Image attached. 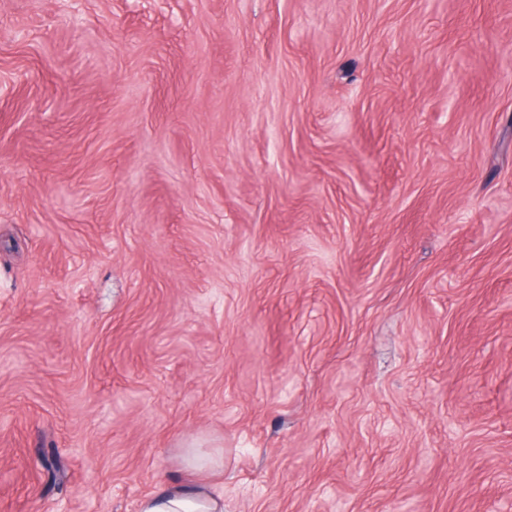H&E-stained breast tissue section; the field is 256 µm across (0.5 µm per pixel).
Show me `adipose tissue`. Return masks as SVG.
<instances>
[{
	"label": "adipose tissue",
	"instance_id": "adipose-tissue-1",
	"mask_svg": "<svg viewBox=\"0 0 512 512\" xmlns=\"http://www.w3.org/2000/svg\"><path fill=\"white\" fill-rule=\"evenodd\" d=\"M138 512H224V496L206 482H173L144 497Z\"/></svg>",
	"mask_w": 512,
	"mask_h": 512
}]
</instances>
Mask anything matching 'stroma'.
<instances>
[{"label":"stroma","instance_id":"35a3bbf8","mask_svg":"<svg viewBox=\"0 0 512 512\" xmlns=\"http://www.w3.org/2000/svg\"><path fill=\"white\" fill-rule=\"evenodd\" d=\"M216 446L224 512H512V0H0V512Z\"/></svg>","mask_w":512,"mask_h":512}]
</instances>
